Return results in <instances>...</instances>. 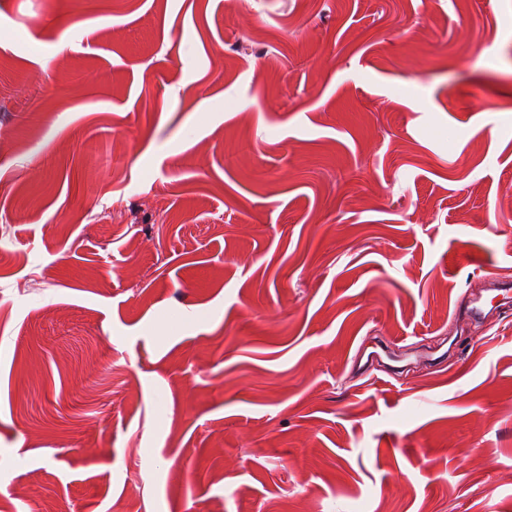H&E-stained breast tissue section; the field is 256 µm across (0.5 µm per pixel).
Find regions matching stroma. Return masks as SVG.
<instances>
[{"label": "stroma", "mask_w": 512, "mask_h": 512, "mask_svg": "<svg viewBox=\"0 0 512 512\" xmlns=\"http://www.w3.org/2000/svg\"><path fill=\"white\" fill-rule=\"evenodd\" d=\"M496 280L512 0H0V512H512Z\"/></svg>", "instance_id": "35a3bbf8"}]
</instances>
